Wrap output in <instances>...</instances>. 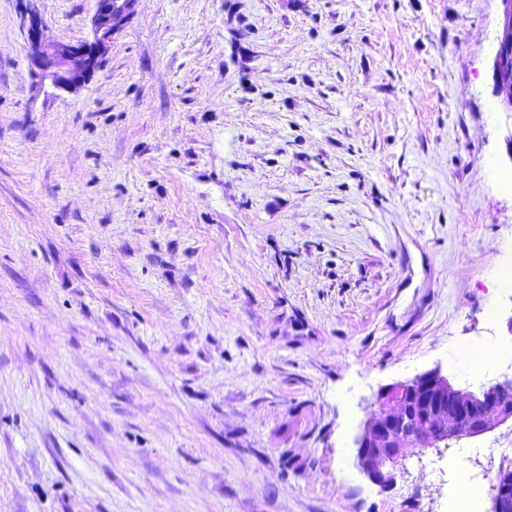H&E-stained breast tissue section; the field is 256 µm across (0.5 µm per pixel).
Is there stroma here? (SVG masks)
<instances>
[{
  "label": "stroma",
  "instance_id": "stroma-1",
  "mask_svg": "<svg viewBox=\"0 0 512 512\" xmlns=\"http://www.w3.org/2000/svg\"><path fill=\"white\" fill-rule=\"evenodd\" d=\"M95 9L0 0V512H449L429 461L512 427L385 490L356 438L391 384L512 376L500 0H136L37 84L27 11ZM136 0H95L91 37L78 42L48 40L41 21L32 16L26 29L32 74L42 85L72 91L99 68L114 36L132 13Z\"/></svg>",
  "mask_w": 512,
  "mask_h": 512
}]
</instances>
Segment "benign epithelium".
<instances>
[{"label":"benign epithelium","instance_id":"benign-epithelium-1","mask_svg":"<svg viewBox=\"0 0 512 512\" xmlns=\"http://www.w3.org/2000/svg\"><path fill=\"white\" fill-rule=\"evenodd\" d=\"M91 37L78 42L47 39L41 21L31 17L26 29L32 74L42 85L72 91L99 68L114 36L132 13L135 0H95ZM504 5L503 35L492 61V79L501 111L512 112V0ZM356 440L357 462L382 489L405 473L407 453L423 456L430 448L477 438L512 423V378L478 394L463 392L434 370L392 384L379 392ZM492 512H512V460L500 461L491 487Z\"/></svg>","mask_w":512,"mask_h":512}]
</instances>
